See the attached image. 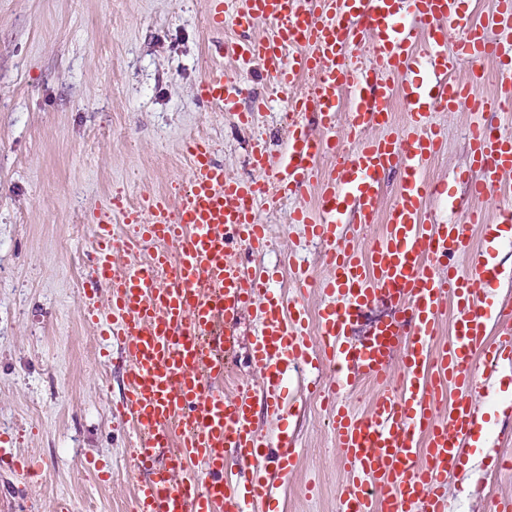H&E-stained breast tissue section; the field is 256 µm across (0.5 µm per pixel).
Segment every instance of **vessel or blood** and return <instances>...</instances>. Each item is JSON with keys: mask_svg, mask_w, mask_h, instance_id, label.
<instances>
[{"mask_svg": "<svg viewBox=\"0 0 512 512\" xmlns=\"http://www.w3.org/2000/svg\"><path fill=\"white\" fill-rule=\"evenodd\" d=\"M271 22L262 41L224 43L240 70L261 67L288 104L291 132L279 162L255 140L253 179L228 178L205 140L186 142L191 173L178 206L166 196H143L139 207L110 199L95 213L97 278L109 288L107 310L88 303L85 313L101 323L126 359L127 394L118 411L132 430V459L138 473L132 512H272V470L288 471L297 456L287 433L277 441L255 426L256 411L285 417L282 390L289 370L318 354L334 377L328 389L333 429L351 478L341 486L342 512H448L443 476L464 462L485 424L478 397L489 391L483 368L512 358V345L490 339L489 325L512 321V306L495 300L499 273L491 252L501 232L512 229V211L488 223L480 214L429 228L427 201L447 195L425 182L426 163L442 137L430 117L436 110L469 106L473 195L497 188L512 171V136L486 126L484 115L512 100V39L493 40V30H512V0H494L477 16L462 0H236L234 22L245 29L256 19ZM459 39L448 50L449 30ZM498 66L500 89L479 96L485 61ZM452 70L473 64L469 84L427 85L417 70ZM305 76L307 93L293 89ZM201 99L233 108L240 93L223 75L208 74ZM407 112L403 127L382 139L361 133L389 124L393 95ZM350 117L355 147L342 153L336 141L337 113ZM320 136H312L311 127ZM331 155L337 164L318 179L316 162ZM400 169L396 200L378 215L382 177ZM318 184L315 209L289 212L325 246L327 296L308 314L299 296L309 283L300 278L292 296L270 285L265 273L242 264L227 250L234 239L247 250L268 243L266 225L256 223L257 202L269 191L292 193ZM357 228H383L367 251L344 239L347 211ZM133 225L132 236L115 244L114 218ZM130 254L123 275L113 276V249ZM148 260H139L144 248ZM474 248L472 265L461 272L447 265L457 252ZM457 315L442 348H434L447 297ZM389 299L394 314L371 334L353 339L352 327L377 298ZM256 313L250 362L261 375L257 386H238L225 399L222 383L237 343L241 314ZM316 328L318 346L308 342ZM381 386L366 413L346 400L357 380ZM459 396L447 411V387ZM250 463L248 476L227 469L226 449ZM0 469L38 476L33 461L0 443Z\"/></svg>", "mask_w": 512, "mask_h": 512, "instance_id": "b4317fda", "label": "vessel or blood"}]
</instances>
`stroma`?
<instances>
[{
  "mask_svg": "<svg viewBox=\"0 0 512 512\" xmlns=\"http://www.w3.org/2000/svg\"><path fill=\"white\" fill-rule=\"evenodd\" d=\"M208 11V0H0V433L41 468L35 483L0 471V512H52L61 499L72 512H131L132 438L115 412L122 377L84 316L94 212L115 195L129 207L149 192L178 203L189 139L209 141L214 160L238 180L253 176L255 139L274 157L288 140L282 93L219 56L218 43L233 32L213 31ZM213 69L239 84L234 109L200 100L199 82ZM249 111L252 122H239ZM433 122L444 147L426 179L452 183L462 210H512V172L480 199L455 178L469 163L470 113L438 111ZM315 201L311 188L256 208L270 245L250 262L287 294L294 267L327 273L323 244L287 221L295 206ZM254 325L253 312H244L225 395L259 382L249 361ZM329 379L308 367L291 375L288 433L299 456L274 482L276 512L339 508L349 469L322 393ZM486 408L493 417L485 448L444 480L448 512L512 504V474L489 468L494 452L512 455V361L493 369Z\"/></svg>",
  "mask_w": 512,
  "mask_h": 512,
  "instance_id": "obj_1",
  "label": "stroma"
}]
</instances>
